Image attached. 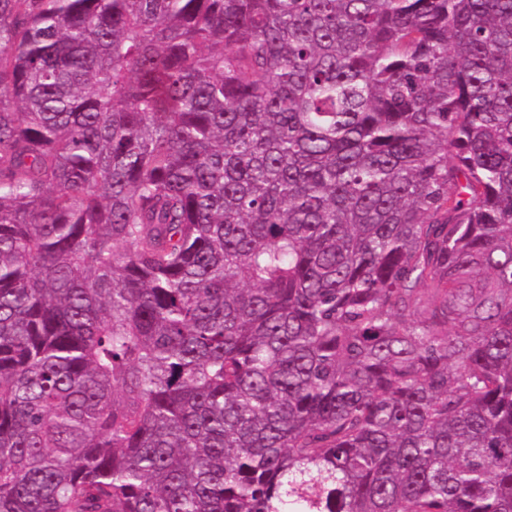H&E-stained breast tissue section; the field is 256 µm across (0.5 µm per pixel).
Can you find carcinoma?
Here are the masks:
<instances>
[{
    "label": "carcinoma",
    "mask_w": 512,
    "mask_h": 512,
    "mask_svg": "<svg viewBox=\"0 0 512 512\" xmlns=\"http://www.w3.org/2000/svg\"><path fill=\"white\" fill-rule=\"evenodd\" d=\"M0 512H512V0H0Z\"/></svg>",
    "instance_id": "obj_1"
}]
</instances>
